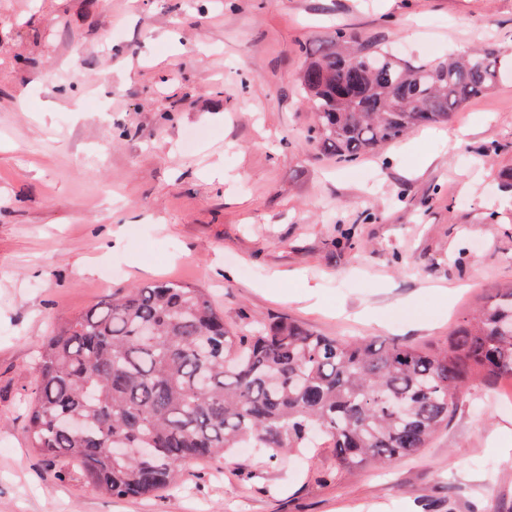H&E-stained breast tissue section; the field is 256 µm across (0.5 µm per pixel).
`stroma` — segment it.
<instances>
[{
    "label": "stroma",
    "instance_id": "35a3bbf8",
    "mask_svg": "<svg viewBox=\"0 0 512 512\" xmlns=\"http://www.w3.org/2000/svg\"><path fill=\"white\" fill-rule=\"evenodd\" d=\"M344 30L420 63L502 48L447 123L354 163L308 141L307 56ZM512 0H0V512H512V382L427 448L316 483L259 448L118 499L25 427L47 336L155 279L227 325L444 347L512 282Z\"/></svg>",
    "mask_w": 512,
    "mask_h": 512
}]
</instances>
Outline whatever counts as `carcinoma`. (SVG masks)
I'll return each mask as SVG.
<instances>
[{
    "label": "carcinoma",
    "mask_w": 512,
    "mask_h": 512,
    "mask_svg": "<svg viewBox=\"0 0 512 512\" xmlns=\"http://www.w3.org/2000/svg\"><path fill=\"white\" fill-rule=\"evenodd\" d=\"M338 31L301 75L314 139L352 162L448 120L493 89L500 54L472 50L418 66L351 50ZM26 432L45 466L116 498L155 495L188 463L237 448L269 458L326 436L330 480L418 455L477 379L512 378V285L462 320L442 349L324 336L293 322L240 336L198 288L139 283L48 337Z\"/></svg>",
    "instance_id": "obj_1"
}]
</instances>
